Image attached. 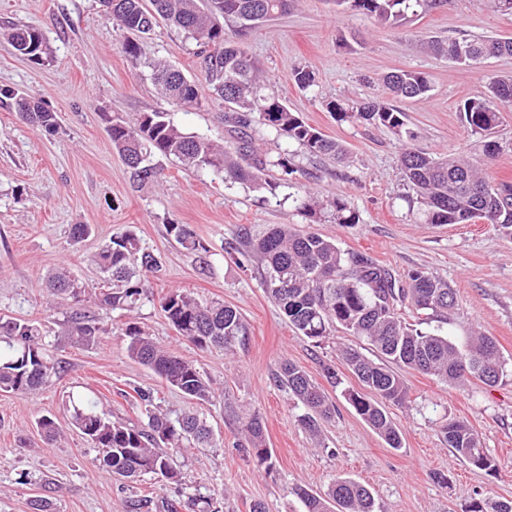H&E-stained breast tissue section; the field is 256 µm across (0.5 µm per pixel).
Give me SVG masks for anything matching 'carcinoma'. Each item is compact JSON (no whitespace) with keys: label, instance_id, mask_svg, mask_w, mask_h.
I'll return each instance as SVG.
<instances>
[{"label":"carcinoma","instance_id":"cac0c4a2","mask_svg":"<svg viewBox=\"0 0 512 512\" xmlns=\"http://www.w3.org/2000/svg\"><path fill=\"white\" fill-rule=\"evenodd\" d=\"M112 29L135 35L150 34L163 19L182 30L195 42L196 56L208 77L203 90L183 72L163 61L145 62L137 42L124 40L121 50L135 68L149 69L160 93L174 107L195 109L209 100L228 106L223 121L231 146L218 140L184 132L163 112H143L130 123L104 116L105 130L113 149L122 158L133 187L159 182L162 162L175 161L185 167L207 171L224 181L239 182L257 191L275 193L291 187L297 172L293 156L286 149L274 154L256 145L255 127H262L277 139L297 144L312 156L330 155L340 163L348 161L343 144L326 138L308 125L288 105L260 94L261 76L251 61L245 38L248 33L288 9L289 0H100ZM450 0H336L379 22L398 27L408 14L449 3ZM14 49L37 63L47 60L43 33L33 27L14 28L9 33ZM424 48L456 64H477L502 55H512V39L482 37L428 40ZM390 94L398 99L424 100L431 90L429 76L415 70H399L384 78ZM21 97L11 89H0V103L11 102L18 118L49 134L57 132L56 113L38 102ZM512 104V76L494 80L489 95L468 98L459 108L466 129L473 135L489 136L500 122V107ZM325 108L340 121L357 120L380 125L410 142L415 133L407 127L405 113L383 99L360 103L329 100ZM153 165V173L141 170L138 158ZM409 187L424 205L428 224H463L480 220L512 234V182L492 183L481 169L455 156H437L411 147L399 155ZM297 209L310 218L326 210L337 224H356L357 213L339 197L321 199L307 192L295 197ZM167 231L188 253L207 263L209 248L188 224L167 222ZM240 262L257 257L263 268L266 293L300 335L319 344L340 327L377 352L368 358L355 347L341 351V360L367 392L344 390L348 404L389 447L402 445L401 433L385 409V403L402 405L408 398L405 381L393 370L400 366L439 377L449 384L470 378L486 386L496 385L504 373L497 343L491 336L471 337L458 347L450 337L408 327L397 306L408 302L419 314L443 317L456 305L448 283L422 271L408 274V282L397 281L390 270L363 252H343L334 241L315 233H300L289 224H278L263 234L247 236ZM100 273L97 283L87 286L66 269L48 279L49 291L64 295L71 312L69 332L91 341L104 332L93 303L102 310L133 311L144 301H153L151 280L161 271V262L144 248L131 230L117 232L91 258ZM158 304L178 336L205 349L230 351L244 335L239 312L222 302H204L188 291L171 289L158 297ZM123 336L130 357L178 390L190 401L207 402L215 397L208 378L192 362L159 346L139 326L126 324ZM0 391L19 396L36 395L48 380L64 370L47 354L40 329L33 323L0 317ZM276 382L303 406L299 423L313 435L331 420L335 406L324 391L300 367L284 363L275 374ZM71 424L98 449L99 466L114 477L135 481L145 475H159L179 485L182 474L173 466V453L184 448L214 447L210 428L194 411L176 416L145 409L138 422L114 420L80 396L71 399ZM448 447L464 462L479 470L495 469V463L475 431L454 420L442 427ZM240 447L259 463L272 465L264 428L258 414L246 417L241 428ZM45 494L31 500L32 512H54L50 493L52 479L42 480ZM305 512H375L374 497L365 485L338 477L323 493L303 487L293 489ZM200 499L162 498L164 512H193ZM469 512H512V500L475 499Z\"/></svg>","mask_w":512,"mask_h":512}]
</instances>
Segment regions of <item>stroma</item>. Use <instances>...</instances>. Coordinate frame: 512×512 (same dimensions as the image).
<instances>
[{
  "instance_id": "1",
  "label": "stroma",
  "mask_w": 512,
  "mask_h": 512,
  "mask_svg": "<svg viewBox=\"0 0 512 512\" xmlns=\"http://www.w3.org/2000/svg\"><path fill=\"white\" fill-rule=\"evenodd\" d=\"M22 26L43 32L48 61L36 64L15 53L7 34ZM430 36L512 38V15L496 11L489 0H451L393 29L334 0H293L288 13L246 40L262 75L261 93L286 102L342 143L351 163L314 158L294 145L293 186L273 194L168 162L160 183L139 190L112 149L103 114L132 119L141 112H165L186 132L219 139L224 103L189 111L170 107L146 71L131 67L99 0H0V88L44 103L60 125L50 135L0 105V317L38 322L50 355L64 366L37 395L0 392V512H30L47 476L62 486L56 512H131V502L163 490L150 476L130 483L102 470L97 449L69 423L70 399L84 396L109 415L132 421L141 419L143 409L136 388L154 390L156 406L172 415L187 410L188 401L131 359L125 336L116 330L89 343L71 336L65 306L45 289L48 277L64 266L83 281H97L91 256L128 228L162 264L152 282L154 294L187 289L203 300L224 301L246 326L234 352L227 353L179 339L157 305L144 303L132 314L156 343L193 362L218 391L197 408L216 445L175 455L184 480L168 485L163 490L168 496L211 497L214 512H249L256 500L267 512H303L292 487L322 492L336 477L347 476L372 491L376 512H468L476 498L512 499V235L480 222L425 223L424 207L398 166L397 136L382 126L337 121L323 106L327 100L381 94L382 79L391 71L425 72L432 85L428 98L398 104L416 134L414 148L467 157L490 181H512V105L501 109L494 135L501 150L492 158L482 140L466 132L459 114L464 100L486 95L494 78L512 75V56L459 66L420 49V41ZM140 46L144 58L168 62L206 85L195 44L182 32L162 24ZM303 66L315 75L306 90L291 79ZM307 188L343 198L358 223L316 221L299 212L292 197ZM170 220L191 225L208 244L207 267L168 235ZM76 224L91 225V236L74 242ZM274 224H291L341 249L367 253L399 278L418 270L446 280L457 297L446 322L425 319L406 305L402 318L424 331L447 332L461 347L473 333L493 336L505 362L499 382L452 387L404 371L409 398L387 408L401 430L402 446L388 447L343 396L345 388L358 385L337 358L353 337L339 331L317 345L301 336L266 294L257 263H237L240 228L259 233ZM287 361L324 385L336 406L321 436L301 427V406L274 381ZM328 365L336 367L341 386L328 385ZM253 412L262 418L272 452L268 468L236 446L240 418ZM44 415L55 419L57 441L47 442L38 428ZM451 420L478 433L496 472L475 469L455 455L441 431Z\"/></svg>"
}]
</instances>
